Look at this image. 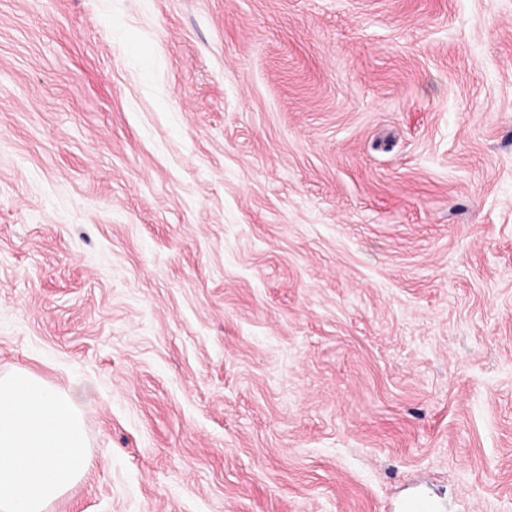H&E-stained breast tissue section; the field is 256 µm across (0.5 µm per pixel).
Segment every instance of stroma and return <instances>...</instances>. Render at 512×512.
Wrapping results in <instances>:
<instances>
[{
	"label": "stroma",
	"mask_w": 512,
	"mask_h": 512,
	"mask_svg": "<svg viewBox=\"0 0 512 512\" xmlns=\"http://www.w3.org/2000/svg\"><path fill=\"white\" fill-rule=\"evenodd\" d=\"M46 512H512V0H0V374Z\"/></svg>",
	"instance_id": "35a3bbf8"
}]
</instances>
